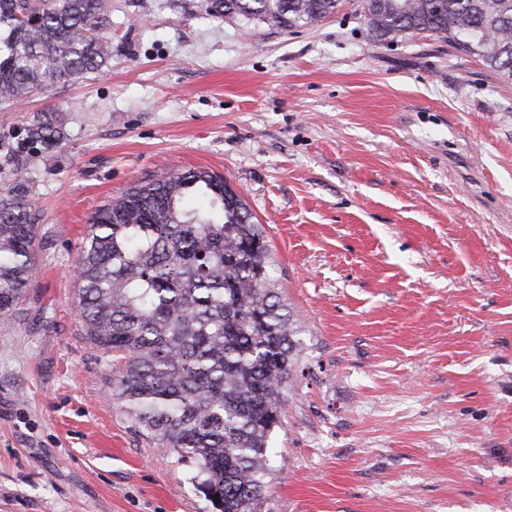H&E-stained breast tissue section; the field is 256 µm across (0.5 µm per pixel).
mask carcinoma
I'll return each instance as SVG.
<instances>
[{
    "label": "carcinoma",
    "mask_w": 512,
    "mask_h": 512,
    "mask_svg": "<svg viewBox=\"0 0 512 512\" xmlns=\"http://www.w3.org/2000/svg\"><path fill=\"white\" fill-rule=\"evenodd\" d=\"M340 0H213V15L284 29L318 22ZM371 35L431 33L512 80V0H360ZM111 0H0V99L48 92L112 57ZM63 139L48 114L21 141ZM0 321L34 270L37 214L29 159L0 136ZM76 265L86 333L122 354L112 400L159 448L195 466L216 512H259L289 380L301 366L298 321L282 303L262 225L224 177L177 169L139 182L91 218Z\"/></svg>",
    "instance_id": "obj_1"
}]
</instances>
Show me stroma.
Masks as SVG:
<instances>
[{"label":"stroma","instance_id":"stroma-1","mask_svg":"<svg viewBox=\"0 0 512 512\" xmlns=\"http://www.w3.org/2000/svg\"><path fill=\"white\" fill-rule=\"evenodd\" d=\"M112 0L103 72L0 101L32 150V285L0 325V512H213L111 401L74 275L90 218L174 168L264 226L303 332L261 512H512V80L357 8L295 29ZM24 136L20 144H40L49 152L63 139L62 132L57 129L48 114H37L24 128Z\"/></svg>","mask_w":512,"mask_h":512}]
</instances>
